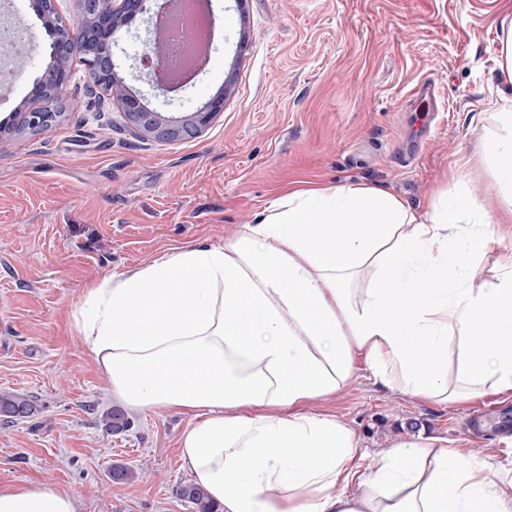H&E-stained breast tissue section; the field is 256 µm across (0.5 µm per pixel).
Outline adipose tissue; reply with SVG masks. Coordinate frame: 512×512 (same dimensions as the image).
Here are the masks:
<instances>
[{
  "mask_svg": "<svg viewBox=\"0 0 512 512\" xmlns=\"http://www.w3.org/2000/svg\"><path fill=\"white\" fill-rule=\"evenodd\" d=\"M493 118L476 153L485 198L455 170L423 213L349 179L295 186L233 243L87 290L74 322L110 396L189 417L182 466L222 512H512L490 463L417 435L359 475L355 431L307 409L361 359L413 397L512 396V264L486 262L492 225L512 224V105ZM0 512L82 503L49 483L0 486Z\"/></svg>",
  "mask_w": 512,
  "mask_h": 512,
  "instance_id": "adipose-tissue-1",
  "label": "adipose tissue"
}]
</instances>
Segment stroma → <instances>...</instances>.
I'll use <instances>...</instances> for the list:
<instances>
[{"label":"stroma","instance_id":"35a3bbf8","mask_svg":"<svg viewBox=\"0 0 512 512\" xmlns=\"http://www.w3.org/2000/svg\"><path fill=\"white\" fill-rule=\"evenodd\" d=\"M10 2L0 25L33 28L38 48L0 106V393L36 397L37 411L0 422V484L47 482L78 494L84 512H193L179 495L188 417L160 410L130 416L122 432L102 425L116 403L73 328L87 288L231 241L294 181L352 178L417 205L447 187L455 165L484 197L490 178L474 154L491 129L498 26L512 0H212L223 27L210 59L168 95L135 61L146 32L137 18L114 49L130 90L168 116L224 98L200 137L175 143L140 137L75 57L60 117L28 129L53 34L31 0ZM424 82L442 107L422 134L410 104ZM310 408L356 431L361 472L419 433L492 458L496 476L512 478V397L438 405L377 384L361 360L344 389ZM116 464L135 478L113 482Z\"/></svg>","mask_w":512,"mask_h":512}]
</instances>
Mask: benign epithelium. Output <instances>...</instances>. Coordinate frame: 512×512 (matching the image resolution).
Segmentation results:
<instances>
[{
    "instance_id": "7a95c632",
    "label": "benign epithelium",
    "mask_w": 512,
    "mask_h": 512,
    "mask_svg": "<svg viewBox=\"0 0 512 512\" xmlns=\"http://www.w3.org/2000/svg\"><path fill=\"white\" fill-rule=\"evenodd\" d=\"M148 0H82L85 20L77 29L58 23L55 0H34L37 11L57 25L56 37L50 46V64L36 88L42 106L28 113V126H48L58 115L59 97L56 88L69 80V61L74 48L82 45L87 52L88 82L113 94L137 132L158 142L194 139L224 109V96L212 98L205 106L183 116H166L149 109L140 97L127 90L116 78L114 47L117 34L126 22L146 11Z\"/></svg>"
}]
</instances>
